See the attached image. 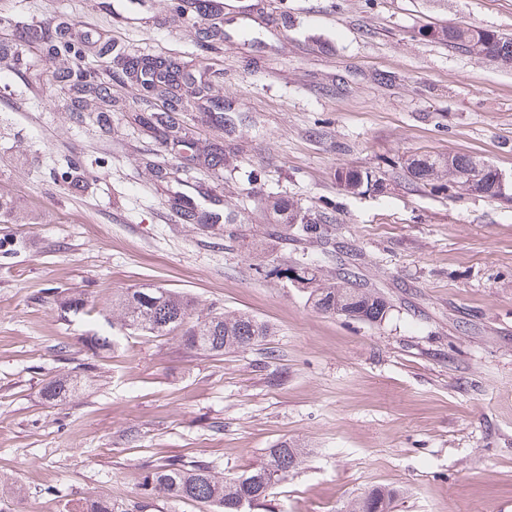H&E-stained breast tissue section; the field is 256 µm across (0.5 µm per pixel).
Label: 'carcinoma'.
Here are the masks:
<instances>
[{"label": "carcinoma", "instance_id": "1", "mask_svg": "<svg viewBox=\"0 0 512 512\" xmlns=\"http://www.w3.org/2000/svg\"><path fill=\"white\" fill-rule=\"evenodd\" d=\"M422 35L441 43L451 44L478 59H501V64H512V37L477 26H428ZM405 168L415 182L443 189H462L480 192L500 199L497 170L474 155L423 154L407 160ZM340 185L351 193L378 191L383 183L375 171L341 168L337 171ZM276 223L296 226L304 234H314L318 225L327 222L323 214L310 213L290 201L270 202ZM281 274L305 283L308 298L320 311L351 320L378 323L386 318L387 302L360 287L355 272L341 268L337 281L325 282L317 278L316 269L304 262L287 268ZM62 312L83 309L81 298L64 291L56 293ZM112 311L116 321L112 327L118 332L153 336L183 331L185 344L196 351L224 353L260 346L269 335L264 323L247 314L229 315L196 311L194 302L185 295L166 288H127L112 295ZM76 390V384L67 378H58L44 388L48 400L57 401ZM304 449L283 441L269 449L267 458L252 471L235 477L219 476L213 466L204 460L184 461L170 459L142 470L138 499L129 507L102 494L86 498L77 504L74 512H152L153 501L165 497L173 503H197L209 507L210 512H254L265 505L274 488L298 469L304 461ZM395 492L373 489L358 497L349 512H390Z\"/></svg>", "mask_w": 512, "mask_h": 512}]
</instances>
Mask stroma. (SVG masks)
Wrapping results in <instances>:
<instances>
[{
  "label": "stroma",
  "mask_w": 512,
  "mask_h": 512,
  "mask_svg": "<svg viewBox=\"0 0 512 512\" xmlns=\"http://www.w3.org/2000/svg\"><path fill=\"white\" fill-rule=\"evenodd\" d=\"M106 0H0V195L39 224H0V512H63L96 494L135 499L144 466L205 460L224 475L290 440L303 464L269 512H346L377 487L394 512H512V201L414 183L423 154H477L512 182V65L421 34L469 24L512 36V0H225L224 31L181 0H136L122 24ZM46 43L18 42L22 25ZM88 30L63 38L60 28ZM178 65L147 94L107 45ZM100 60L109 99L58 81ZM222 107L224 121L211 118ZM171 112L173 142L136 118ZM223 164H216V157ZM373 169L380 193L354 195L340 168ZM217 190L234 224L182 222V185ZM328 213L316 235L266 218L268 199ZM318 259L334 280L353 265L383 297L382 322L315 309L261 268ZM169 288L199 308L268 323L262 349L210 354L180 334L112 331V294ZM91 314L61 313L55 289ZM61 374L75 393L47 402ZM134 438H127L128 430Z\"/></svg>",
  "instance_id": "stroma-1"
}]
</instances>
